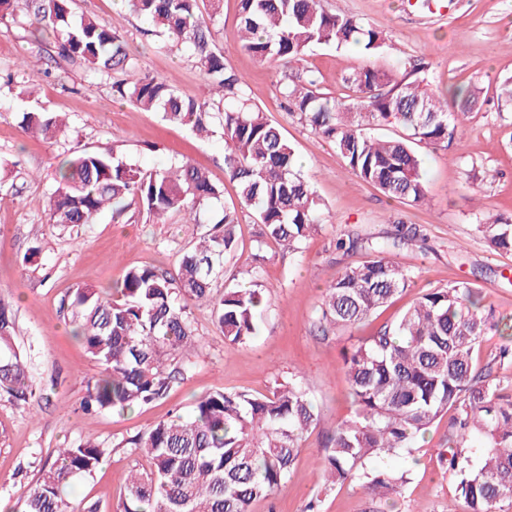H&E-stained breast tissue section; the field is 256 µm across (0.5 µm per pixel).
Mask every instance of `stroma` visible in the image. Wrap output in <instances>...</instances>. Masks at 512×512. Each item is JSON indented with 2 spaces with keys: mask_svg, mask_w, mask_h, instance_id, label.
<instances>
[{
  "mask_svg": "<svg viewBox=\"0 0 512 512\" xmlns=\"http://www.w3.org/2000/svg\"><path fill=\"white\" fill-rule=\"evenodd\" d=\"M327 9L356 16L387 31L389 48L365 57L353 48H312L302 66L318 77L321 93L346 96L345 76L372 65L405 71L425 63L433 84L469 86L479 91L455 153L421 148L428 199L420 206L387 199L359 181L335 148L301 125L281 105L280 69L259 63L237 45L238 0H224L213 39L227 65L245 75L248 95L270 123L294 146L326 216L292 254L260 243V226L240 209L236 248L224 262L223 284L258 280L269 306L257 336L230 347L217 328L210 306L192 307L190 318L198 347L193 369L159 401L118 413H84L80 402L88 380L100 372L59 312L71 291L90 286L110 289L134 266L173 269L180 255L212 232L214 214L237 203V188L224 172V141L201 138L186 129L161 124L114 95L112 81L85 64L59 56L50 37L0 17V69L14 72L12 85L0 87V164L20 163L25 177L0 183V303L15 315V343L27 359L30 379L41 398L15 401L0 391V512H9L53 460L56 449L91 437L108 453L94 474L76 478L75 502L117 512L129 470L148 471L149 462L130 448L129 439L176 415H189L197 398L222 389L253 396L269 395L294 378H302L321 415L305 435L286 480L252 512H305L321 498V512H448L456 502L457 478L442 465L446 422L433 425L411 450L378 461L381 469L408 471L410 481L399 494L374 500L355 484L324 490L323 459L327 439L353 406L341 368L343 348L371 335L382 323L398 318L422 291L460 282L479 288L497 318L512 319V253H495L476 226L489 213L512 212V106H499L497 88L512 76V0H443L424 10L416 0H324ZM74 10L116 28L144 74L161 75L183 94L209 96L200 66L178 53L158 49L150 22L132 13L124 0H75ZM25 111L65 114L70 136L60 142L24 134ZM110 150L146 169L184 160L205 170L223 194L187 224L181 215L153 221L131 206L129 222L116 224L111 210L90 224L64 230L48 224L45 205L53 190L58 163L73 150ZM419 225L425 235L397 249L396 261L415 274L410 290L380 314L350 331L321 330L315 309L325 285L353 263L337 251V238L350 234L385 237L397 222ZM35 262H24L30 247Z\"/></svg>",
  "mask_w": 512,
  "mask_h": 512,
  "instance_id": "obj_1",
  "label": "stroma"
}]
</instances>
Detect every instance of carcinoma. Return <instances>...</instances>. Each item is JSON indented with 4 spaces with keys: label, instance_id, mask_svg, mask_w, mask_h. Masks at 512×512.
<instances>
[{
    "label": "carcinoma",
    "instance_id": "cac0c4a2",
    "mask_svg": "<svg viewBox=\"0 0 512 512\" xmlns=\"http://www.w3.org/2000/svg\"><path fill=\"white\" fill-rule=\"evenodd\" d=\"M73 3L22 0L20 23L44 28L62 55L102 76L135 74L138 64L119 32L76 16ZM127 3L153 24L158 48L199 64L217 97L200 102L169 80L150 75L116 82L114 92L199 137L221 130L225 174L236 184L240 204L261 224L263 241L299 252L325 217L294 148L250 103L243 77L212 42L211 23L223 0H210L205 15L198 0ZM239 15L240 49L284 69L279 93L287 112L332 144L359 180L391 200L425 203L427 185L415 146L458 147L477 91L435 89L422 67L398 76L365 66L344 78L349 94L328 97L318 91L312 71L298 68L307 51L356 47L375 55L389 41L383 30L330 12L322 0H239ZM20 124L23 132L47 140L70 132L56 112H24ZM391 125L405 136L369 133ZM220 197V188L188 162L147 170L109 152L83 151L55 170L48 223L72 229L110 206L112 222L119 224L136 203L162 224L181 213L197 224L200 211ZM216 223L223 225L222 232L203 237L174 269L133 267L110 291L78 288L62 300L73 336L101 366L100 376L86 384L84 411L123 412L165 397L191 367L196 338L189 310L196 303L211 304L225 344L257 335L268 306L258 282L226 287L221 295L213 292L225 257L235 250L237 210L224 208ZM478 228L490 248L512 252V216L492 215ZM421 238L419 226L400 224L382 242L359 235L337 239L336 249L365 258L328 282L319 322L338 330L356 328L409 290L414 273L392 253ZM490 318L481 294L469 284L434 288L420 293L398 320L342 352L355 411L328 439L324 473L332 483H354L373 499L389 498L407 483L406 472L371 469L369 462L409 449L448 413L444 463L457 476L462 512H512V396L493 382L491 369L476 370L472 362ZM169 357L175 366L165 364ZM0 391L25 403L38 399L27 361L15 345V317L2 305ZM319 420L300 382L262 397L210 391L197 398L190 415L161 421L129 441L143 449L150 469L128 472L118 512H250L253 501L271 496L281 484L303 436ZM477 438L486 447L474 461L468 452ZM105 454L91 438L59 449L10 512H76L68 498L72 480L91 475Z\"/></svg>",
    "mask_w": 512,
    "mask_h": 512
}]
</instances>
